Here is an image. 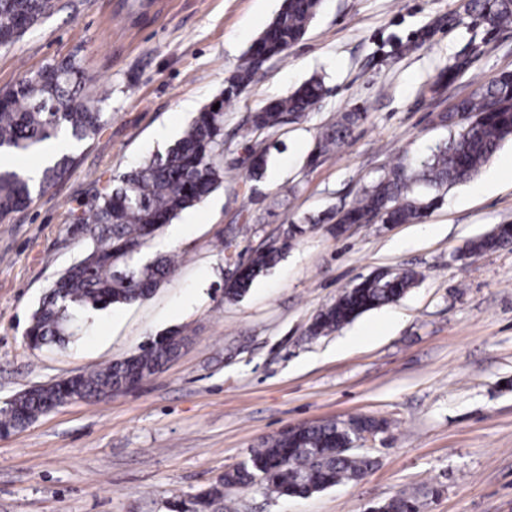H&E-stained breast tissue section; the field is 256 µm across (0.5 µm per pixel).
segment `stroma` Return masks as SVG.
Returning a JSON list of instances; mask_svg holds the SVG:
<instances>
[{
	"label": "stroma",
	"instance_id": "obj_1",
	"mask_svg": "<svg viewBox=\"0 0 512 512\" xmlns=\"http://www.w3.org/2000/svg\"><path fill=\"white\" fill-rule=\"evenodd\" d=\"M120 0H58L0 47V90L75 56L111 87L99 135L33 203L0 222V405L108 365L167 332L185 342L137 388L57 407L0 434V512H193L194 497L288 427L368 416L362 479L304 497L228 487L223 512H369L400 491L422 512H512V248L465 256L512 224V142L471 181L418 196L414 224H355L335 213L397 163L418 165L452 129L451 112L512 72V26L488 29L465 0H322L285 60H271L224 110V182L138 256L174 257L147 299L86 313L64 346L25 331L56 278L84 252L72 232L113 175L165 152L218 97L283 0H150L133 21ZM456 78L438 84L455 63ZM325 95L302 120L244 139L248 114L311 77ZM366 110L340 153L311 162L320 131ZM267 152L261 179L250 148ZM302 227L239 301L224 299L228 259ZM412 269L398 302L309 337L317 313L378 271Z\"/></svg>",
	"mask_w": 512,
	"mask_h": 512
}]
</instances>
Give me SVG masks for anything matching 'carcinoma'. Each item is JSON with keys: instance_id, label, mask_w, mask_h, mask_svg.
<instances>
[{"instance_id": "1", "label": "carcinoma", "mask_w": 512, "mask_h": 512, "mask_svg": "<svg viewBox=\"0 0 512 512\" xmlns=\"http://www.w3.org/2000/svg\"><path fill=\"white\" fill-rule=\"evenodd\" d=\"M321 0H284L273 21L247 49L243 62L212 103L201 109L179 139L164 154L119 173L88 213L76 218L75 230L87 237L88 248L52 284L32 315L26 336L30 346L62 345L74 335L81 311L128 305L147 298L175 270L174 260L159 255L136 266L132 249L142 246L182 211L203 202L224 182V106L232 103L255 75L273 58L283 59L305 34ZM56 6L55 0H0V46H9L38 24ZM493 29L512 26V0H470L468 9ZM95 79L72 58L25 76L17 87L0 97V155L25 156L41 151L50 141L65 138L88 142L98 135L103 113L100 100L87 93ZM324 94L316 78L285 98L273 100L251 113L246 136L270 133L299 121L315 109ZM218 109H213L214 104ZM460 121L449 141L419 167L400 164L381 175L341 212L339 227L350 224H408L424 216L434 200L411 196L414 188L438 190L471 179L512 140V72L500 74L455 107ZM365 112H345L321 131L315 157L341 150L352 128L366 119ZM75 157L59 148L41 168L38 179L0 165V222L30 206L33 193L47 190L73 166ZM288 238L252 252L245 268L224 282V298L237 301L253 281L276 264ZM512 238V225L499 233L470 240L467 253L495 251ZM419 280L413 269L387 276L373 275L345 291L321 310L309 326L313 337L327 335L361 314L400 300ZM185 337L178 332L162 336L125 359L50 385L32 387L0 408V432L25 427L65 398L102 399L130 391L157 373L174 357ZM358 431L377 433L383 422L372 417L349 421ZM353 433L341 422L299 425L266 438L253 449L249 462L224 472V486L260 483L273 494L301 497L338 483L360 479L373 467L368 456L347 448ZM377 512H420L416 498L401 493L376 505Z\"/></svg>"}]
</instances>
